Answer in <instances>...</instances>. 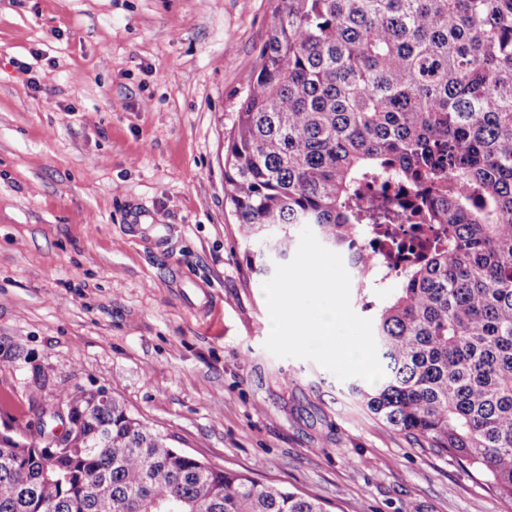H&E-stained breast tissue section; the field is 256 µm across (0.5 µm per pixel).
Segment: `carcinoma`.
<instances>
[{
  "label": "carcinoma",
  "mask_w": 512,
  "mask_h": 512,
  "mask_svg": "<svg viewBox=\"0 0 512 512\" xmlns=\"http://www.w3.org/2000/svg\"><path fill=\"white\" fill-rule=\"evenodd\" d=\"M367 182L411 189L405 223L439 235L388 269L358 253L384 375L351 390L512 512V0H276L224 142L252 269L272 275L306 226L345 255L397 224L360 203ZM63 399L59 443L0 432V512H326L174 448L102 390Z\"/></svg>",
  "instance_id": "obj_1"
}]
</instances>
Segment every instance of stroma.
Returning a JSON list of instances; mask_svg holds the SVG:
<instances>
[{
  "label": "stroma",
  "instance_id": "stroma-1",
  "mask_svg": "<svg viewBox=\"0 0 512 512\" xmlns=\"http://www.w3.org/2000/svg\"><path fill=\"white\" fill-rule=\"evenodd\" d=\"M274 0H0V430L106 390L176 448L329 512H502L279 358L224 200Z\"/></svg>",
  "mask_w": 512,
  "mask_h": 512
}]
</instances>
